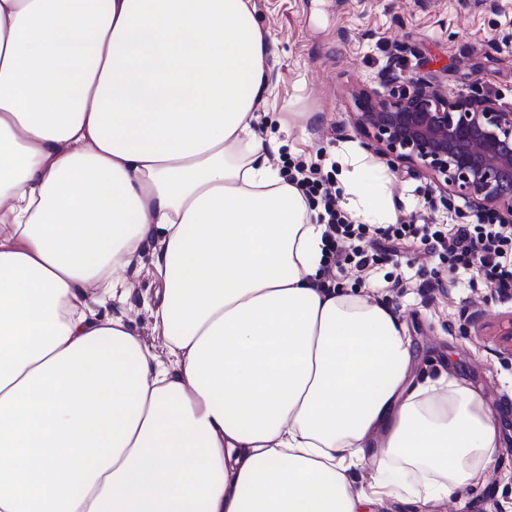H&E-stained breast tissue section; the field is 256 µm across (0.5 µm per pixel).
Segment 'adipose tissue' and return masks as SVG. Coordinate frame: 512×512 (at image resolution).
<instances>
[{
    "label": "adipose tissue",
    "instance_id": "adipose-tissue-1",
    "mask_svg": "<svg viewBox=\"0 0 512 512\" xmlns=\"http://www.w3.org/2000/svg\"><path fill=\"white\" fill-rule=\"evenodd\" d=\"M272 46L252 0H0V512H363L364 461L425 506L493 464L483 396L316 287L324 227L253 128ZM147 242L165 364L90 297Z\"/></svg>",
    "mask_w": 512,
    "mask_h": 512
}]
</instances>
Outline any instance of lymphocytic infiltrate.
<instances>
[{"label": "lymphocytic infiltrate", "mask_w": 512, "mask_h": 512, "mask_svg": "<svg viewBox=\"0 0 512 512\" xmlns=\"http://www.w3.org/2000/svg\"><path fill=\"white\" fill-rule=\"evenodd\" d=\"M293 169L291 183L311 203L322 206L319 221L326 229L323 269L317 283L321 290L334 288L336 272L348 267L362 271L373 266L379 253L429 245L445 251L451 265L482 270L487 287L495 289L500 297L512 298V268L501 263L504 254L512 252L511 224H463L449 230L438 227L429 233L414 224H358L338 207L333 184L318 166L299 162ZM353 238L367 240V247H349Z\"/></svg>", "instance_id": "f902f5d3"}]
</instances>
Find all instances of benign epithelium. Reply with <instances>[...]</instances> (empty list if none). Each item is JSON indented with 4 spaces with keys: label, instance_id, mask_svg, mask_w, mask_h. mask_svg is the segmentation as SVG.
Segmentation results:
<instances>
[{
    "label": "benign epithelium",
    "instance_id": "1",
    "mask_svg": "<svg viewBox=\"0 0 512 512\" xmlns=\"http://www.w3.org/2000/svg\"><path fill=\"white\" fill-rule=\"evenodd\" d=\"M354 93L356 125L383 155L445 177L448 196L512 224V107L477 92L450 97L427 78L387 71Z\"/></svg>",
    "mask_w": 512,
    "mask_h": 512
}]
</instances>
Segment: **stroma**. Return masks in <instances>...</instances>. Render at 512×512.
<instances>
[{"instance_id": "stroma-1", "label": "stroma", "mask_w": 512, "mask_h": 512, "mask_svg": "<svg viewBox=\"0 0 512 512\" xmlns=\"http://www.w3.org/2000/svg\"><path fill=\"white\" fill-rule=\"evenodd\" d=\"M275 42L270 106L257 132L275 167L319 163L329 174L350 145L386 176L398 224H473L463 199L447 203L443 177L409 163H388L354 124L353 94L378 86L380 74L419 73L449 95L475 91L512 106V0H254ZM153 245L124 274L122 300L94 304L100 317H123L159 362H166L151 309L161 288ZM440 275L447 287L429 290ZM401 276L403 285L388 280ZM339 291L385 305L404 325L417 381L442 373L480 389L498 413L501 448L495 464L430 512H512V352L500 335L512 327V300L486 287L476 269H449L448 256L420 247L380 256L364 273H337Z\"/></svg>"}]
</instances>
